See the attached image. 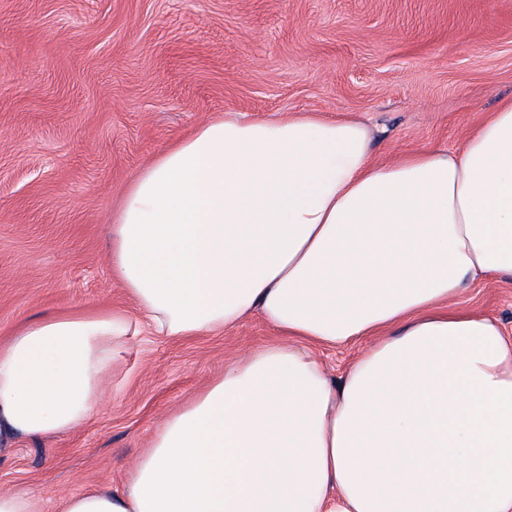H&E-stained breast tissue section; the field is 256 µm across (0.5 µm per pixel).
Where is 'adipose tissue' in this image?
<instances>
[{"label": "adipose tissue", "instance_id": "ef3b65f1", "mask_svg": "<svg viewBox=\"0 0 512 512\" xmlns=\"http://www.w3.org/2000/svg\"><path fill=\"white\" fill-rule=\"evenodd\" d=\"M112 270L160 336L282 337L169 416L115 490L58 512H512V336L455 309L512 282V102L455 152L372 157L353 118L201 123L112 213ZM126 313L0 342V454L86 422ZM379 337L333 382L307 343Z\"/></svg>", "mask_w": 512, "mask_h": 512}]
</instances>
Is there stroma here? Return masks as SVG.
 I'll return each instance as SVG.
<instances>
[{
  "label": "stroma",
  "mask_w": 512,
  "mask_h": 512,
  "mask_svg": "<svg viewBox=\"0 0 512 512\" xmlns=\"http://www.w3.org/2000/svg\"><path fill=\"white\" fill-rule=\"evenodd\" d=\"M512 100V0H0V340L71 310L136 318L96 415L0 455V492L121 488L127 468L226 365L279 341L252 316L154 335L112 272V213L139 170L202 122L353 115L376 160L459 148ZM457 307L512 333V283ZM312 347L332 378L375 344Z\"/></svg>",
  "instance_id": "obj_1"
}]
</instances>
